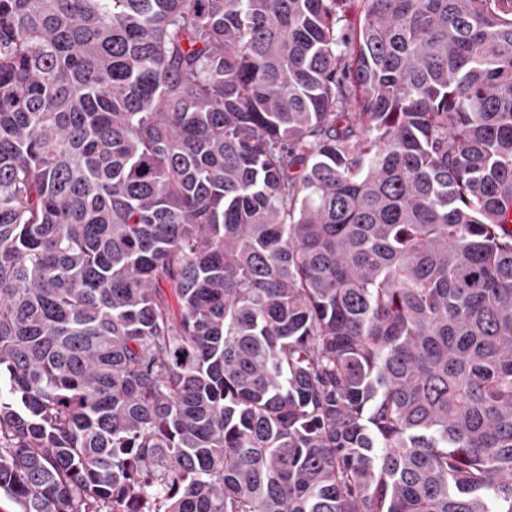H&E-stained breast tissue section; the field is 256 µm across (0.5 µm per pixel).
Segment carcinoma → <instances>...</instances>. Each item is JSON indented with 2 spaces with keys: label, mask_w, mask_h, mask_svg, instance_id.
<instances>
[{
  "label": "carcinoma",
  "mask_w": 512,
  "mask_h": 512,
  "mask_svg": "<svg viewBox=\"0 0 512 512\" xmlns=\"http://www.w3.org/2000/svg\"><path fill=\"white\" fill-rule=\"evenodd\" d=\"M0 492L512 512V0H0Z\"/></svg>",
  "instance_id": "carcinoma-1"
}]
</instances>
